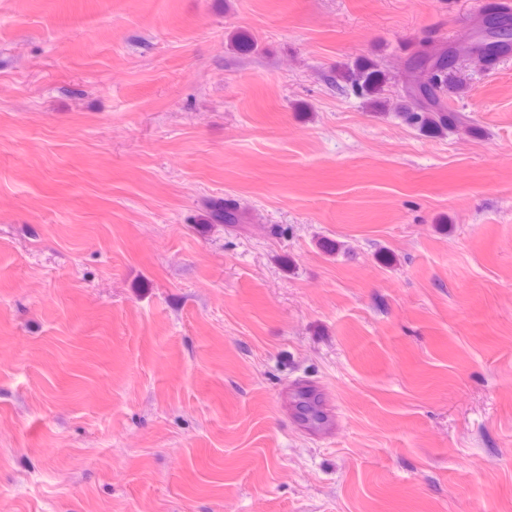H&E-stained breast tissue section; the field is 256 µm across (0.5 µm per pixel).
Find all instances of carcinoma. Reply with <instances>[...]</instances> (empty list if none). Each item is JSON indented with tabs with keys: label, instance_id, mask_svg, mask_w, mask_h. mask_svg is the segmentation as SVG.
<instances>
[{
	"label": "carcinoma",
	"instance_id": "obj_1",
	"mask_svg": "<svg viewBox=\"0 0 512 512\" xmlns=\"http://www.w3.org/2000/svg\"><path fill=\"white\" fill-rule=\"evenodd\" d=\"M485 26L496 27V39L487 41L481 37L471 42V51L484 64L493 69L500 59L512 52V13L508 8L490 5L486 11ZM463 61L458 53L448 55L444 50L428 45H420L411 66L412 78L408 81L406 103L401 120L409 126L433 137L443 136L460 123V117L448 111V95H461L465 85L456 78V70ZM341 78L352 90L363 97H374L384 90L387 82L385 72L377 64L358 65L341 74ZM208 220L212 224L232 226L240 223L237 204L228 199L216 198L206 202Z\"/></svg>",
	"mask_w": 512,
	"mask_h": 512
}]
</instances>
